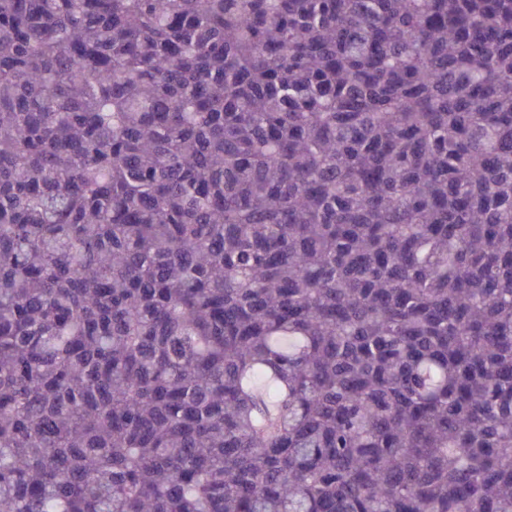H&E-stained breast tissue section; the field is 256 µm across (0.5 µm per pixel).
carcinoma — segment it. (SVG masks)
Instances as JSON below:
<instances>
[{"instance_id": "cac0c4a2", "label": "carcinoma", "mask_w": 512, "mask_h": 512, "mask_svg": "<svg viewBox=\"0 0 512 512\" xmlns=\"http://www.w3.org/2000/svg\"><path fill=\"white\" fill-rule=\"evenodd\" d=\"M0 512H512V0H0Z\"/></svg>"}]
</instances>
